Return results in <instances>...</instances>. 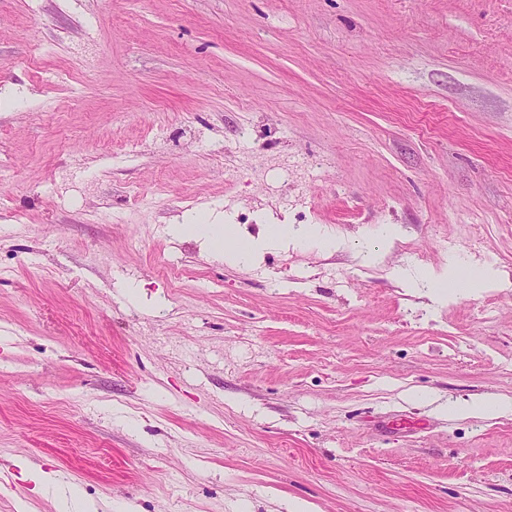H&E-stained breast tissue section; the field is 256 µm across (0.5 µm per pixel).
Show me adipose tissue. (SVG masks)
<instances>
[{
  "instance_id": "obj_1",
  "label": "adipose tissue",
  "mask_w": 512,
  "mask_h": 512,
  "mask_svg": "<svg viewBox=\"0 0 512 512\" xmlns=\"http://www.w3.org/2000/svg\"><path fill=\"white\" fill-rule=\"evenodd\" d=\"M170 232L176 237H194L208 243L225 259L233 262L251 261L263 251L296 243L302 240L331 246L320 225L311 224L303 230H295L290 224H269L261 229L258 236L243 239L239 236L234 225L223 223L221 218L198 213L191 216L186 222L174 224ZM465 278L471 288L479 289L497 283L500 272L478 266L470 267L465 275H458L451 267H443L429 271L426 275L427 286L431 297L444 298L447 295L449 283L458 278Z\"/></svg>"
}]
</instances>
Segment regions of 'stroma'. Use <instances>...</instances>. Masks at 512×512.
<instances>
[{"instance_id": "stroma-1", "label": "stroma", "mask_w": 512, "mask_h": 512, "mask_svg": "<svg viewBox=\"0 0 512 512\" xmlns=\"http://www.w3.org/2000/svg\"><path fill=\"white\" fill-rule=\"evenodd\" d=\"M1 92L0 512H512V288L406 286L512 274V0H0ZM219 217L197 213L183 224L170 226L174 237H194L208 243L224 258L233 262L253 261L263 251L302 240L320 243L331 247L334 242L328 239L318 224H310L301 232L292 224H264L258 236L242 239L233 224H222ZM462 272H465L466 274L464 276H459L458 274H461ZM460 279L468 281L471 288L475 290L497 283L501 279V273L489 268H481L478 266H472L467 271L460 272L456 271L453 266L442 267L438 270H430L426 274L427 288L431 289L427 296L440 299L448 297V284ZM510 408L511 404L509 402H505L495 396H486L471 402L456 403L450 408L449 413L457 417L471 415L495 417Z\"/></svg>"}]
</instances>
